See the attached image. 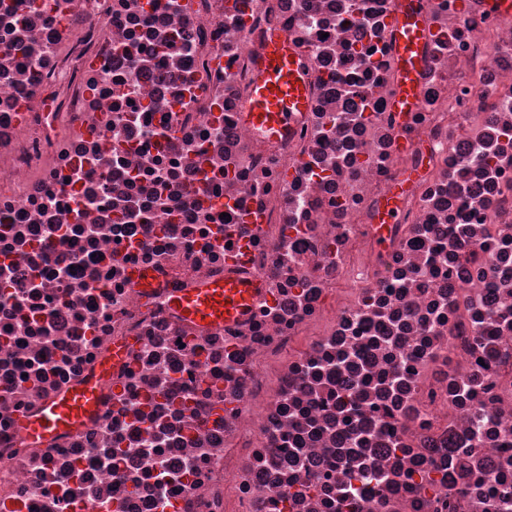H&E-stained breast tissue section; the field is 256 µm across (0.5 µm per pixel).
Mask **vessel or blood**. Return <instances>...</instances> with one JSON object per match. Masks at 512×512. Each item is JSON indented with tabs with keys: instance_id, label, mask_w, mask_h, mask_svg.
I'll return each instance as SVG.
<instances>
[{
	"instance_id": "obj_1",
	"label": "vessel or blood",
	"mask_w": 512,
	"mask_h": 512,
	"mask_svg": "<svg viewBox=\"0 0 512 512\" xmlns=\"http://www.w3.org/2000/svg\"><path fill=\"white\" fill-rule=\"evenodd\" d=\"M389 36L394 45L397 88L388 108L404 120L419 108L418 77L427 64L428 26L421 0H395ZM256 68L258 77L241 107L240 119L260 139L274 141L286 135L308 107V58L286 35L272 33L264 40ZM418 176V171H407L388 187L380 211L381 223H396L400 202ZM262 297L258 282L228 276L173 291L167 304L190 324L218 327L251 314ZM125 355V346H113L108 357L80 384L48 401L36 415L22 418L18 425L22 438L37 445L90 424L103 408L101 394L113 367Z\"/></svg>"
}]
</instances>
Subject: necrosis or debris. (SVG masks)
Here are the masks:
<instances>
[{
    "label": "necrosis or debris",
    "mask_w": 512,
    "mask_h": 512,
    "mask_svg": "<svg viewBox=\"0 0 512 512\" xmlns=\"http://www.w3.org/2000/svg\"><path fill=\"white\" fill-rule=\"evenodd\" d=\"M422 3L401 129L394 0H0V512H512V19ZM273 32L310 106L266 143ZM227 272L246 321L166 307ZM118 342L101 415L25 444ZM389 36L394 45L393 66L397 88L388 108L405 124L420 104L418 77L427 64L428 26L421 0H395ZM256 68L258 77L242 104L240 119L260 139L275 141L307 110L308 58L286 35L271 33L264 40ZM420 176V171L409 170L399 180L393 182L384 195L379 224H394L399 218V207L403 196L408 192L411 183Z\"/></svg>",
    "instance_id": "4bbe7bcc"
}]
</instances>
